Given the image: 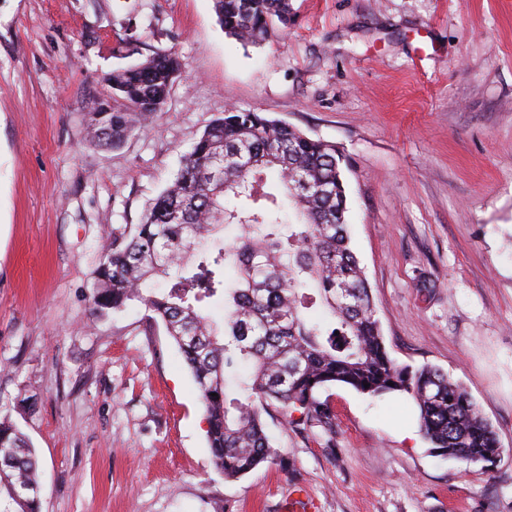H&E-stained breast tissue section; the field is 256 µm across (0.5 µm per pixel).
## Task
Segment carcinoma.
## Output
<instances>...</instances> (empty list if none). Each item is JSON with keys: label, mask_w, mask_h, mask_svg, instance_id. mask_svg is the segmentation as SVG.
I'll return each mask as SVG.
<instances>
[{"label": "carcinoma", "mask_w": 512, "mask_h": 512, "mask_svg": "<svg viewBox=\"0 0 512 512\" xmlns=\"http://www.w3.org/2000/svg\"><path fill=\"white\" fill-rule=\"evenodd\" d=\"M214 8L224 33L245 45L270 40L292 14L291 0H214ZM184 68L177 54L157 51L105 75L107 94L88 113L90 140L122 146L159 112ZM345 164L334 144L263 112L228 109L141 222L112 232L101 251L93 312L137 301L164 326L193 376L212 462L226 479L283 461L266 432L274 412L289 425L329 430L334 414L320 394L336 384L374 398L410 396L420 431L444 456L489 467L500 455L492 424L461 385L390 357L351 247ZM226 225L240 229L236 241L209 247ZM227 264L237 269L229 286ZM155 277L169 287L143 294ZM218 294L221 331L197 306ZM314 308L327 318L311 317ZM39 471L25 434L0 416V512H40Z\"/></svg>", "instance_id": "carcinoma-1"}]
</instances>
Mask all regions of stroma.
Masks as SVG:
<instances>
[{"label":"stroma","instance_id":"1","mask_svg":"<svg viewBox=\"0 0 512 512\" xmlns=\"http://www.w3.org/2000/svg\"><path fill=\"white\" fill-rule=\"evenodd\" d=\"M264 45L213 0H0V407L41 512H512V0H292ZM175 51L146 131L91 145L103 75ZM336 144L386 346L461 383L502 452H433L408 396L323 391L331 432L267 421L285 465L228 481L177 347L140 303L99 318L113 229L140 223L227 108Z\"/></svg>","mask_w":512,"mask_h":512}]
</instances>
